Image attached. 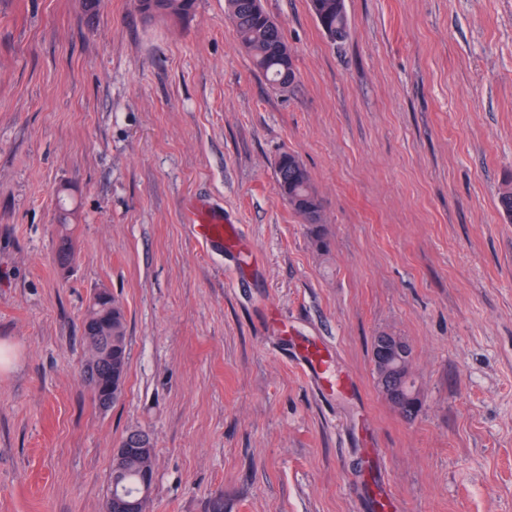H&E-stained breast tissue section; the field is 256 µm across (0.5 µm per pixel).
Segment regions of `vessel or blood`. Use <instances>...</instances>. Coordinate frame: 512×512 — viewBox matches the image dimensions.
<instances>
[{"label":"vessel or blood","mask_w":512,"mask_h":512,"mask_svg":"<svg viewBox=\"0 0 512 512\" xmlns=\"http://www.w3.org/2000/svg\"><path fill=\"white\" fill-rule=\"evenodd\" d=\"M195 219L203 243L220 244L229 251L243 253L244 243L236 225L225 223L222 215L201 208L196 211ZM334 351L335 346L329 340L310 338L296 351L295 359L317 390L326 397L340 398L354 393L356 383L350 374L335 370Z\"/></svg>","instance_id":"vessel-or-blood-1"}]
</instances>
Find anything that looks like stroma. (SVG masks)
Wrapping results in <instances>:
<instances>
[{
  "label": "stroma",
  "mask_w": 512,
  "mask_h": 512,
  "mask_svg": "<svg viewBox=\"0 0 512 512\" xmlns=\"http://www.w3.org/2000/svg\"><path fill=\"white\" fill-rule=\"evenodd\" d=\"M261 3L295 55L286 90L225 0L183 23L0 0V512H103L133 430L154 448L149 512H371L377 478L401 512H512V0H346L336 46L309 0ZM285 152L323 241L277 192ZM197 201L245 259L200 243ZM99 289L130 343L107 409L81 375ZM286 322L334 343L353 396L308 383ZM380 335L411 348L413 415L377 385Z\"/></svg>",
  "instance_id": "obj_1"
}]
</instances>
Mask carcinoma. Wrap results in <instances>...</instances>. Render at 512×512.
<instances>
[{"label": "carcinoma", "mask_w": 512, "mask_h": 512, "mask_svg": "<svg viewBox=\"0 0 512 512\" xmlns=\"http://www.w3.org/2000/svg\"><path fill=\"white\" fill-rule=\"evenodd\" d=\"M139 12L148 20L166 17L188 20L195 0H140ZM226 12L241 48L254 68L274 87L288 89L297 81L294 54L279 24L261 6V0H225ZM310 9L324 36L341 43L349 36L350 26L345 0H310ZM279 195L288 207L308 224L321 240L323 209L319 193L300 159L290 153L281 155L275 165ZM84 331L90 355L84 364L88 384L112 385V402L119 401L129 359L127 319L122 303L95 295L86 315ZM122 443L129 451L113 456L110 493L105 507L110 512H148L149 499L139 500L145 476L153 475L154 448L150 437L140 431L126 435Z\"/></svg>", "instance_id": "1"}]
</instances>
